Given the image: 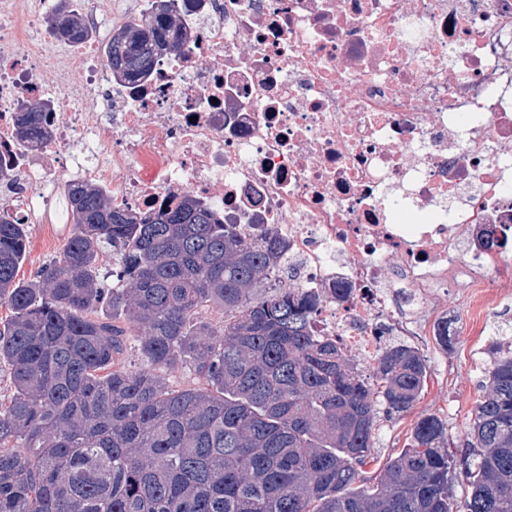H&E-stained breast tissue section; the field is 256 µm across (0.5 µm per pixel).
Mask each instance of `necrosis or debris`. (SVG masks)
I'll return each instance as SVG.
<instances>
[{
    "label": "necrosis or debris",
    "mask_w": 512,
    "mask_h": 512,
    "mask_svg": "<svg viewBox=\"0 0 512 512\" xmlns=\"http://www.w3.org/2000/svg\"><path fill=\"white\" fill-rule=\"evenodd\" d=\"M150 4L76 0L74 52L48 30L57 0H0L1 207L51 223L75 177L139 213L191 195L284 240L319 330L372 356L380 319L431 335L434 289L472 305L512 279V0H171L181 51L111 80L94 38ZM26 100L51 103L35 146ZM47 113L40 103L26 104L21 112H18V133L31 144L42 142L48 135Z\"/></svg>",
    "instance_id": "necrosis-or-debris-1"
}]
</instances>
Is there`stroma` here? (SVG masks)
Returning <instances> with one entry per match:
<instances>
[{"mask_svg": "<svg viewBox=\"0 0 512 512\" xmlns=\"http://www.w3.org/2000/svg\"><path fill=\"white\" fill-rule=\"evenodd\" d=\"M27 257L18 271L22 280L33 279L43 265L64 249L69 236L65 224H32L28 227ZM430 307L446 310L450 347L429 338L422 352L427 360V378L414 407L393 420L383 422L371 456L383 464L407 443L415 420L434 413L448 423L454 441H462L476 403L482 395L485 370L491 362L490 328L512 316V281L499 284L480 311L462 303L453 288H439L429 298Z\"/></svg>", "mask_w": 512, "mask_h": 512, "instance_id": "1", "label": "stroma"}]
</instances>
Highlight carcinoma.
Listing matches in <instances>:
<instances>
[{"instance_id":"carcinoma-1","label":"carcinoma","mask_w":512,"mask_h":512,"mask_svg":"<svg viewBox=\"0 0 512 512\" xmlns=\"http://www.w3.org/2000/svg\"><path fill=\"white\" fill-rule=\"evenodd\" d=\"M154 4L113 34V78L138 80L181 49L177 15ZM49 29L85 40L71 10ZM17 121L29 143L46 139L41 104ZM66 199V248L26 282L27 225L0 207V365L14 387L0 403V512H512V339L490 344L461 452L440 416L423 415L367 476L381 419L422 393L419 349L390 344L364 376L316 331L320 297L284 279L287 244L249 237L189 195L149 214L112 208L87 182ZM130 336L136 368L120 365ZM183 365L204 385L174 389L158 374Z\"/></svg>"}]
</instances>
